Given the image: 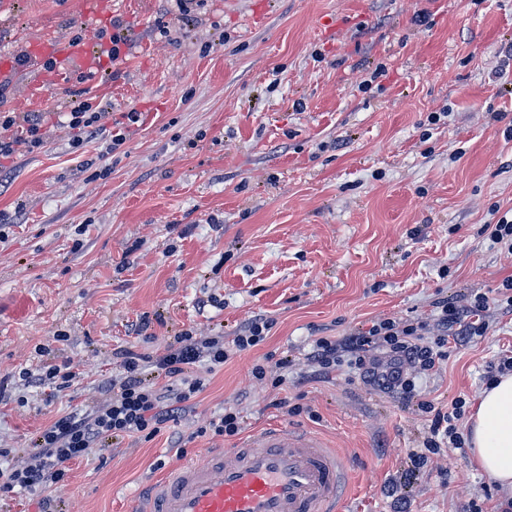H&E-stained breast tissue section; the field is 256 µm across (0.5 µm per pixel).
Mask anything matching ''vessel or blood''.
Here are the masks:
<instances>
[{
  "label": "vessel or blood",
  "instance_id": "vessel-or-blood-1",
  "mask_svg": "<svg viewBox=\"0 0 512 512\" xmlns=\"http://www.w3.org/2000/svg\"><path fill=\"white\" fill-rule=\"evenodd\" d=\"M39 53L72 58L95 73L92 43H34ZM348 461L319 435L268 424L234 450H207L154 480L139 512H347Z\"/></svg>",
  "mask_w": 512,
  "mask_h": 512
}]
</instances>
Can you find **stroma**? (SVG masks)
I'll return each mask as SVG.
<instances>
[{"label": "stroma", "mask_w": 512, "mask_h": 512, "mask_svg": "<svg viewBox=\"0 0 512 512\" xmlns=\"http://www.w3.org/2000/svg\"><path fill=\"white\" fill-rule=\"evenodd\" d=\"M90 34L103 51L122 40L95 77L30 49ZM509 45L512 0H195L187 14L112 0L89 15L79 0H0V113L40 115L45 133L0 161V448L25 461L57 417L101 406L123 349L153 356L187 330L229 340L254 316L273 322L155 439L69 461L53 512H133L177 460L234 448L200 432L230 406L245 428L277 422L337 448L352 512H396L403 496L412 512H499L468 448L413 469L428 432L417 400L316 375L307 355L314 337L384 318L433 323L436 302L512 276V255L481 233L512 210ZM85 101L122 127L118 149L66 127ZM485 321L422 381L427 399L476 404L512 350V311ZM283 358L280 388L252 377ZM61 361L80 379L53 398L30 376Z\"/></svg>", "instance_id": "1"}]
</instances>
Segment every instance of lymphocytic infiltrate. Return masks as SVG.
<instances>
[{"instance_id": "lymphocytic-infiltrate-1", "label": "lymphocytic infiltrate", "mask_w": 512, "mask_h": 512, "mask_svg": "<svg viewBox=\"0 0 512 512\" xmlns=\"http://www.w3.org/2000/svg\"><path fill=\"white\" fill-rule=\"evenodd\" d=\"M42 127L43 119L37 115L29 119L26 128L16 129L13 117L1 112L0 158L43 146ZM493 305L512 309V278L504 279L492 298L479 293L464 306L438 302L436 332H429L423 324L386 318L340 338H316L309 359L319 374L348 366L381 389L410 398L416 394L418 375L437 371L447 361L452 344L484 336L483 314ZM270 326V320L254 318L229 342L220 336L197 340L185 333L152 357L122 350L124 375L117 389L94 411L65 414L40 432L31 463L6 470L0 491L41 495L64 481L66 462L106 447L114 438L153 440L204 390L208 374L223 368L234 353L258 346ZM464 405L461 399L443 409L422 402V409L432 415L426 442L429 451L448 444L461 447L459 422Z\"/></svg>"}]
</instances>
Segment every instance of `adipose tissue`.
I'll return each instance as SVG.
<instances>
[{
	"instance_id": "adipose-tissue-1",
	"label": "adipose tissue",
	"mask_w": 512,
	"mask_h": 512,
	"mask_svg": "<svg viewBox=\"0 0 512 512\" xmlns=\"http://www.w3.org/2000/svg\"><path fill=\"white\" fill-rule=\"evenodd\" d=\"M468 435L478 468L512 494V373L483 390Z\"/></svg>"
}]
</instances>
